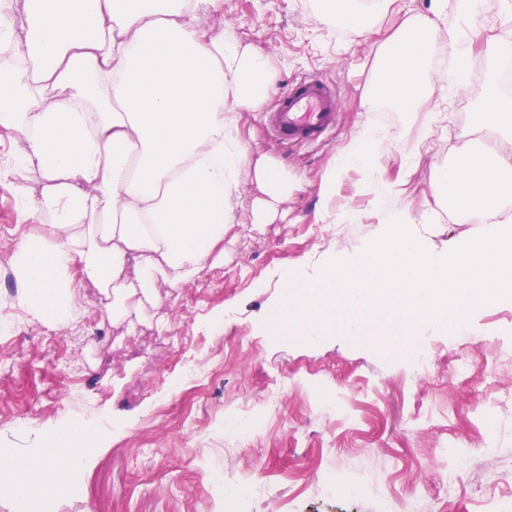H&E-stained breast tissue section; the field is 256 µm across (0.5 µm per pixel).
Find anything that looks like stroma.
Listing matches in <instances>:
<instances>
[{
  "label": "stroma",
  "instance_id": "obj_1",
  "mask_svg": "<svg viewBox=\"0 0 512 512\" xmlns=\"http://www.w3.org/2000/svg\"><path fill=\"white\" fill-rule=\"evenodd\" d=\"M320 3L224 0L222 12L208 17L268 56L274 93L303 76L336 89V127L314 142L276 144L259 113L242 115L250 158L266 157L288 175L276 219L254 224L241 216L226 229L217 266L189 284L159 285L153 302L126 320L113 319L108 298L90 285L77 323L52 329L21 317L17 338L0 340V460L16 471L29 466L76 424L94 443L88 466L72 474L82 494H40L35 512H209L207 472L232 483L251 467L262 472L270 495L251 502L249 512H375L383 487L403 499L441 501L443 512H490L512 497V301L467 310L472 331L457 336L452 351L469 362L468 374L440 361L419 399L405 388L410 365L354 337L335 331L278 338L266 325L282 271L321 267L337 247L366 248L394 213L433 208L443 234L462 232L447 204L435 202L431 185L440 168L482 143L473 110L485 90L469 84L445 94L438 82L443 69L434 64L414 110L387 112L379 106V55L409 13L433 20L434 52L457 40L486 60L493 45L512 43V10L501 0H483L464 19L457 0H390L384 9L366 0L370 28L356 38L320 19ZM367 128L382 135L364 150L397 191L374 199L368 173L343 172L336 201L361 210V221L320 234L323 176ZM404 156L415 162L408 177L400 172ZM32 233L50 235V218L21 213L13 181H0V313L19 292L14 255ZM253 276L264 288L248 287ZM171 335L177 344L168 343ZM197 360L209 361L212 374L198 385H172ZM285 377L294 388L282 394L273 426L255 440L250 456L225 450V411L261 405ZM324 394L335 396L336 411H322ZM487 410L496 416L502 453L481 461L471 485L449 493L438 477L439 450L456 439L477 445ZM330 473L359 486L360 495L339 494L326 481Z\"/></svg>",
  "mask_w": 512,
  "mask_h": 512
}]
</instances>
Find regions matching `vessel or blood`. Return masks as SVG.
I'll return each instance as SVG.
<instances>
[{
    "mask_svg": "<svg viewBox=\"0 0 512 512\" xmlns=\"http://www.w3.org/2000/svg\"><path fill=\"white\" fill-rule=\"evenodd\" d=\"M339 102L335 88L314 77L297 80L265 115V126L277 141L301 143L330 132Z\"/></svg>",
    "mask_w": 512,
    "mask_h": 512,
    "instance_id": "1",
    "label": "vessel or blood"
}]
</instances>
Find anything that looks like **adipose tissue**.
I'll list each match as a JSON object with an SVG mask.
<instances>
[{"label":"adipose tissue","instance_id":"adipose-tissue-1","mask_svg":"<svg viewBox=\"0 0 512 512\" xmlns=\"http://www.w3.org/2000/svg\"><path fill=\"white\" fill-rule=\"evenodd\" d=\"M203 1L216 12L224 4L26 0L19 16L0 0V127L25 143L13 170L18 202L55 222L52 237H27L15 254L17 305L31 322L71 323L87 284L111 291L113 317H125L159 284L192 282L223 254L224 227L244 209L241 115L262 105L272 75L260 50L201 23ZM430 33L428 21L404 16L382 53L379 78L396 110L425 93ZM253 164L262 197L251 216L263 224L287 197L288 177L266 158ZM353 166L372 168L356 147L325 177L318 207L336 224L361 219L334 202ZM77 465L51 445L16 488L65 495Z\"/></svg>","mask_w":512,"mask_h":512}]
</instances>
